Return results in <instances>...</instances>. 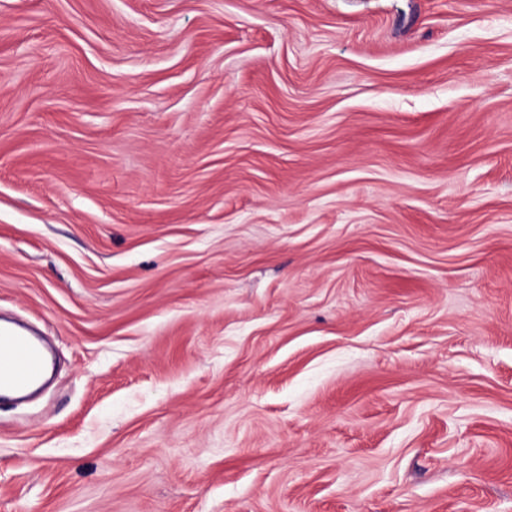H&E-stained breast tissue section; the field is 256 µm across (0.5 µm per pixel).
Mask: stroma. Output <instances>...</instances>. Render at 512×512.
<instances>
[{"instance_id":"stroma-1","label":"stroma","mask_w":512,"mask_h":512,"mask_svg":"<svg viewBox=\"0 0 512 512\" xmlns=\"http://www.w3.org/2000/svg\"><path fill=\"white\" fill-rule=\"evenodd\" d=\"M0 512H512V0H0ZM44 367L30 336L9 323L0 324V395L23 393L41 377Z\"/></svg>"}]
</instances>
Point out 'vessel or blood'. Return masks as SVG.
Masks as SVG:
<instances>
[{
  "instance_id": "vessel-or-blood-1",
  "label": "vessel or blood",
  "mask_w": 512,
  "mask_h": 512,
  "mask_svg": "<svg viewBox=\"0 0 512 512\" xmlns=\"http://www.w3.org/2000/svg\"><path fill=\"white\" fill-rule=\"evenodd\" d=\"M44 367L30 336L11 324H0V395L23 393L41 377Z\"/></svg>"
}]
</instances>
